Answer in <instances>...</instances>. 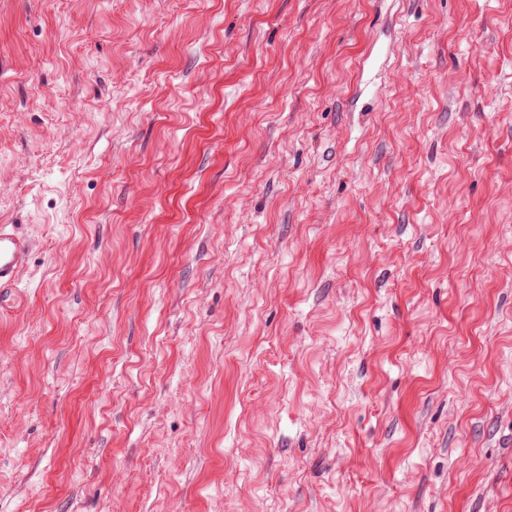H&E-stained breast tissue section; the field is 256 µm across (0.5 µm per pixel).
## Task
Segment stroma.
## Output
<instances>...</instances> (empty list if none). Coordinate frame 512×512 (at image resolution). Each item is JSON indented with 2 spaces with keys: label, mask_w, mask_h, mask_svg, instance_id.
<instances>
[{
  "label": "stroma",
  "mask_w": 512,
  "mask_h": 512,
  "mask_svg": "<svg viewBox=\"0 0 512 512\" xmlns=\"http://www.w3.org/2000/svg\"><path fill=\"white\" fill-rule=\"evenodd\" d=\"M0 224V512H512V0H0ZM30 249L27 238L16 232L13 224H0V291L17 288Z\"/></svg>",
  "instance_id": "1"
}]
</instances>
